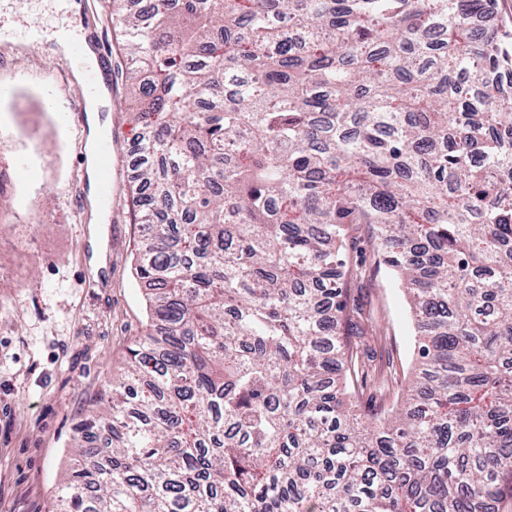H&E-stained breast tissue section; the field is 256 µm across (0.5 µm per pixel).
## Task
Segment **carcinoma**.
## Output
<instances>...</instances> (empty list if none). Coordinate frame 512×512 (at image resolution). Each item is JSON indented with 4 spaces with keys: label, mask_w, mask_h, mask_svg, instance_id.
<instances>
[{
    "label": "carcinoma",
    "mask_w": 512,
    "mask_h": 512,
    "mask_svg": "<svg viewBox=\"0 0 512 512\" xmlns=\"http://www.w3.org/2000/svg\"><path fill=\"white\" fill-rule=\"evenodd\" d=\"M495 2L112 0L148 318L54 512L512 495V34L471 23ZM359 224L418 337L391 409L359 400Z\"/></svg>",
    "instance_id": "1"
}]
</instances>
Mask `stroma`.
Returning a JSON list of instances; mask_svg holds the SVG:
<instances>
[{"instance_id":"obj_1","label":"stroma","mask_w":512,"mask_h":512,"mask_svg":"<svg viewBox=\"0 0 512 512\" xmlns=\"http://www.w3.org/2000/svg\"><path fill=\"white\" fill-rule=\"evenodd\" d=\"M0 172L14 177L0 212V512H49L71 460L75 426L122 371L146 322L144 290L131 273L143 228L131 213L132 168L121 176L120 212L100 231L106 264L92 271L86 126L72 116L73 62L44 51L71 30L64 0H0ZM29 74L19 84L17 71ZM32 174L16 178L18 161ZM349 255L359 269L354 295L374 335L362 356L363 406L392 404L415 358L404 291L377 264L365 227Z\"/></svg>"}]
</instances>
